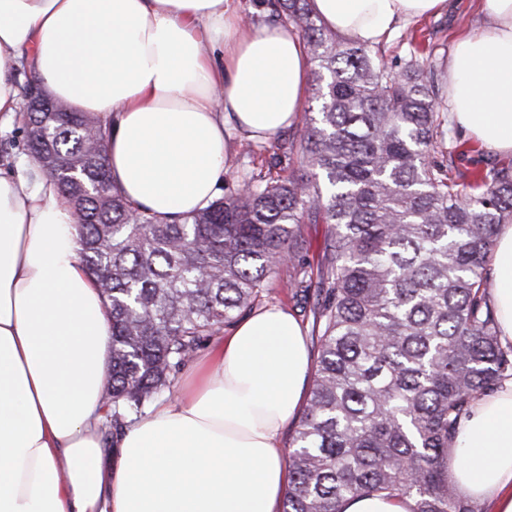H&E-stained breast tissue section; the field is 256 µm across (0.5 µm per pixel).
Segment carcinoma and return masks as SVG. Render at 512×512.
<instances>
[{
	"label": "carcinoma",
	"mask_w": 512,
	"mask_h": 512,
	"mask_svg": "<svg viewBox=\"0 0 512 512\" xmlns=\"http://www.w3.org/2000/svg\"><path fill=\"white\" fill-rule=\"evenodd\" d=\"M300 33L316 115L181 223L112 185L111 128L84 112H25L28 152L77 215L85 268L109 306L103 409L120 433L173 391L197 348L250 313L288 266L310 305L317 360L288 450L282 512H340L350 497L413 499L412 512H482L448 477L460 418L512 378L486 295L499 225L512 224V160L461 185L435 80L398 72L322 26L308 0H258ZM298 158L286 178L280 159ZM327 224L325 261L302 224Z\"/></svg>",
	"instance_id": "cac0c4a2"
}]
</instances>
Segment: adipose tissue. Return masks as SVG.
<instances>
[{
  "instance_id": "1",
  "label": "adipose tissue",
  "mask_w": 512,
  "mask_h": 512,
  "mask_svg": "<svg viewBox=\"0 0 512 512\" xmlns=\"http://www.w3.org/2000/svg\"><path fill=\"white\" fill-rule=\"evenodd\" d=\"M329 31L373 47L448 0H309ZM448 59L455 124L512 155V0ZM311 62L297 30L252 22L236 0H0V126L21 112V75L111 122L113 182L171 221L207 207L230 136L267 140L296 124ZM28 157L0 168V512H278L280 434L311 374L301 325L262 308L200 360L184 394L118 437L104 473L99 436L110 318L80 257L57 184ZM486 294L512 343V224L500 225ZM448 471L491 512H512V380L473 401Z\"/></svg>"
}]
</instances>
